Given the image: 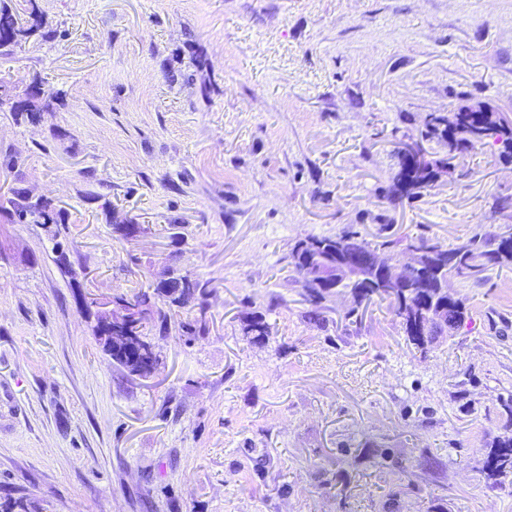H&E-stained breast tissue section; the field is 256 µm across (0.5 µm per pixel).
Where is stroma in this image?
Returning a JSON list of instances; mask_svg holds the SVG:
<instances>
[{
	"instance_id": "35a3bbf8",
	"label": "stroma",
	"mask_w": 512,
	"mask_h": 512,
	"mask_svg": "<svg viewBox=\"0 0 512 512\" xmlns=\"http://www.w3.org/2000/svg\"><path fill=\"white\" fill-rule=\"evenodd\" d=\"M55 36L0 57L65 104L37 124L0 105V196L66 214L0 215V493L31 512H512L482 466L512 396V270L450 277L470 319L421 356L385 306L337 339L306 317L294 243L374 235L394 138L463 105L512 121V0H36ZM512 164L487 144L392 210L452 246L512 224ZM136 222L125 239L114 225ZM174 266L205 282L204 334L154 342L151 377L103 354L80 298ZM269 309L272 338L241 319ZM436 471L421 470L423 456ZM0 211L14 222L41 224L54 238L60 235L59 226L65 224L61 209H57L51 199L32 196L23 188H14L11 196L0 202ZM242 333L252 344H266L270 340L271 327L266 313L254 311L242 318Z\"/></svg>"
}]
</instances>
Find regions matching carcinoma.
Wrapping results in <instances>:
<instances>
[{
  "label": "carcinoma",
  "instance_id": "cac0c4a2",
  "mask_svg": "<svg viewBox=\"0 0 512 512\" xmlns=\"http://www.w3.org/2000/svg\"><path fill=\"white\" fill-rule=\"evenodd\" d=\"M30 5L29 19L21 17L20 12L11 6V0H0V56L9 55L28 38L36 35L42 26L41 17L35 0H28ZM31 92L25 101L16 103L11 100L13 87L0 80V104H10V112L15 119L27 123L41 121L44 112H52L56 106L63 104L60 93L44 88L39 75L30 80ZM421 140L435 142L448 147V157L428 159L420 164L406 157L397 158V169L392 177L393 187L386 195L390 204L403 200L416 202L423 198L424 191L440 173L446 159L455 158L469 153L484 145L485 140L492 138L500 145L499 158L506 164L512 163V127L503 124L501 117L494 112L475 111L462 108L452 113H432L425 121L420 132ZM0 211L14 222L31 221L45 226L52 237L60 235V226L65 224L61 209L52 200L31 195L23 188H15L11 196L0 202ZM379 224L373 239H366L359 231L349 227L336 235H312L310 239L320 245L318 258L326 263L336 262V239L355 238L361 249L367 252L387 249L392 258H398L406 247L416 244L426 250L428 260L441 257L448 258L445 275H457L475 283H483L488 279V272L512 267V224L492 226L482 233L448 247L438 239L420 234L416 236L394 237L393 220L389 210L385 209L375 217ZM289 266L297 274L300 284L301 300L311 306L310 315L315 321L321 320V310L326 306L334 290L323 286L304 273L307 258L299 245H294L288 253ZM175 287L166 291L160 287L147 286L132 292H117L112 300L126 305L139 324L140 336L143 330L151 325L165 333L169 330L172 312L186 307H197L204 310L207 286L188 274H178L167 269ZM341 289L354 296L352 307L344 312V326L338 339L344 341L351 336L359 335L365 312L368 306L378 301L386 304L387 310L399 320L405 341L415 349L426 353L441 340L448 337V324L460 328L468 316L465 302L454 296H442L439 301L444 305L443 323L433 326L426 334H421V325L430 321L429 313L436 302L428 290L415 289V294L400 301L389 292L380 288L369 287L357 283H344ZM85 314L92 323V332L105 355L131 374L136 367L142 365V353L135 345H126L117 352H112V335L109 328L100 326V318L93 311L92 305L85 304ZM242 333L252 344H266L270 340L271 327L266 313L254 311L242 318ZM506 416L504 433L496 437L485 458L482 471L489 487L495 488L512 481V399L503 402ZM0 512H29L27 499L23 496H6L0 502Z\"/></svg>",
  "mask_w": 512,
  "mask_h": 512
}]
</instances>
